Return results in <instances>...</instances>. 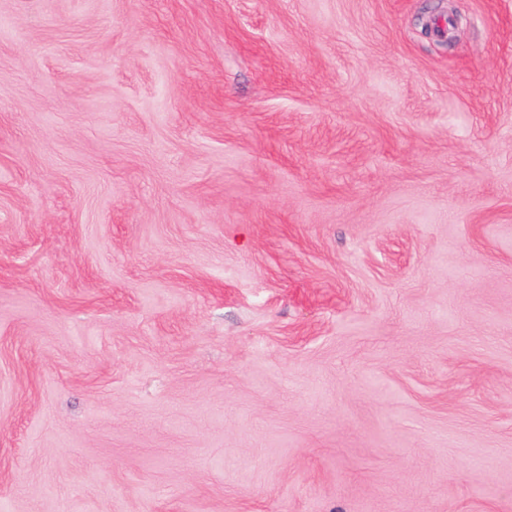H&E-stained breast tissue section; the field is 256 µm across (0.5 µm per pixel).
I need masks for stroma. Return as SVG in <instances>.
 Listing matches in <instances>:
<instances>
[{"mask_svg": "<svg viewBox=\"0 0 512 512\" xmlns=\"http://www.w3.org/2000/svg\"><path fill=\"white\" fill-rule=\"evenodd\" d=\"M0 512H512V0H0Z\"/></svg>", "mask_w": 512, "mask_h": 512, "instance_id": "stroma-1", "label": "stroma"}]
</instances>
